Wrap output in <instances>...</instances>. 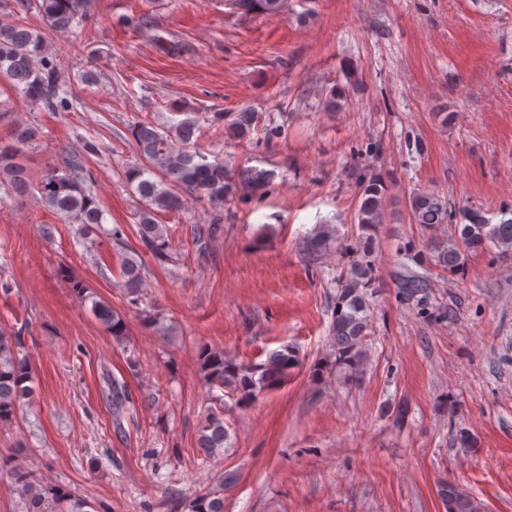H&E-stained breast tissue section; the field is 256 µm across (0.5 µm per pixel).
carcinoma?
<instances>
[{"mask_svg":"<svg viewBox=\"0 0 512 512\" xmlns=\"http://www.w3.org/2000/svg\"><path fill=\"white\" fill-rule=\"evenodd\" d=\"M284 0H233V6L245 14H276ZM33 0H13L14 13L0 17V76L21 90L31 107L48 105L51 100L66 93V84L60 68L49 53L42 34L23 21V15L32 9ZM86 0H41L38 11L43 23L55 31L65 32L81 16ZM255 123L254 113L242 110L231 123V137L242 140L250 136ZM196 132L195 125L183 121L168 131L148 122H140L131 131L138 152L149 167L129 174V181L139 198L138 234L141 244L158 260H170L169 239L165 225L158 223L161 211L177 210L183 204V195H205L221 202L232 189L224 181V164L213 162L197 151L190 150ZM40 136V130L31 125L17 124L11 130V140L0 144V186L6 193L22 195L29 191L30 182L20 163L22 147ZM90 174L81 164L64 160L51 167L39 182L37 191L43 204L75 224L88 237L100 228L104 212L87 188ZM385 184L381 176L372 172L365 178L361 201L357 209V224L361 230L359 248L365 260H356L342 280L331 325L334 363L353 374L367 359L365 338L370 329V315L366 288L372 281L371 254L377 228L387 223ZM410 214L415 224L433 227L448 222L458 228L457 235L448 239V245H434L435 264L456 275L463 269V255L488 243L504 254H512V209L502 212L497 224L491 223L474 208L451 209L448 198L435 192H419L409 197ZM123 288L127 295L136 297L142 285L141 268L134 258H127L122 266ZM399 294L412 301H421L430 288L429 280L402 264L394 272ZM83 302L91 303L95 319L123 342L129 336L127 324L112 305L87 291L75 287ZM161 336L171 337L178 327L166 322L158 313L146 315ZM296 351L285 346L271 352L260 364L236 363L222 349L202 353L201 369L205 382L212 388H229L251 400L257 394L275 389L288 381L297 365ZM31 364L21 349L16 333L0 328V424L10 422L23 400L32 392ZM228 438L221 411L207 413L199 430L198 447L209 459L224 449ZM21 452L3 457L0 462L9 466L12 490L19 496L21 512H63V503L71 495L61 486L38 477L25 462ZM446 512H477L471 495L455 482L440 489ZM187 512H224L221 492L204 493L185 505Z\"/></svg>","mask_w":512,"mask_h":512,"instance_id":"obj_1","label":"carcinoma"}]
</instances>
